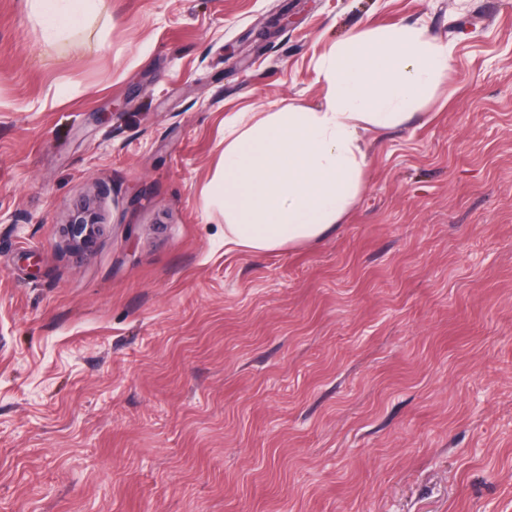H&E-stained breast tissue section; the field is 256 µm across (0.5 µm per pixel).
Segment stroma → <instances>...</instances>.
Here are the masks:
<instances>
[{
    "instance_id": "1",
    "label": "stroma",
    "mask_w": 512,
    "mask_h": 512,
    "mask_svg": "<svg viewBox=\"0 0 512 512\" xmlns=\"http://www.w3.org/2000/svg\"><path fill=\"white\" fill-rule=\"evenodd\" d=\"M0 0V512H512V0ZM453 46L334 232L224 243L237 114L352 29ZM91 200L99 231L65 229ZM92 0H29L33 16L57 34L78 25L91 8ZM74 211V224H67L66 233L74 245L88 248L93 243L98 231V224L95 221L91 204L88 200L82 201L76 205Z\"/></svg>"
}]
</instances>
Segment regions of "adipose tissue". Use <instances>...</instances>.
<instances>
[{
	"label": "adipose tissue",
	"instance_id": "1",
	"mask_svg": "<svg viewBox=\"0 0 512 512\" xmlns=\"http://www.w3.org/2000/svg\"><path fill=\"white\" fill-rule=\"evenodd\" d=\"M91 0H29L40 22L63 34ZM452 48L424 26L352 30L317 63L327 89L314 109L269 112L232 126L213 193L224 201V242L269 252L332 233L364 185L360 131L411 121L448 72Z\"/></svg>",
	"mask_w": 512,
	"mask_h": 512
}]
</instances>
